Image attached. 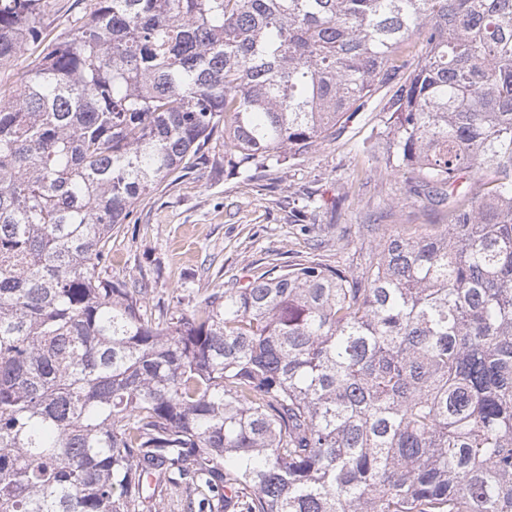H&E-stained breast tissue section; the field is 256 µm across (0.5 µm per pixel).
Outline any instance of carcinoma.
<instances>
[{"instance_id":"1","label":"carcinoma","mask_w":512,"mask_h":512,"mask_svg":"<svg viewBox=\"0 0 512 512\" xmlns=\"http://www.w3.org/2000/svg\"><path fill=\"white\" fill-rule=\"evenodd\" d=\"M46 2L0 0V512H512V0H87L52 39ZM379 93L448 223L162 320L102 275L161 186Z\"/></svg>"}]
</instances>
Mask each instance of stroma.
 <instances>
[{"mask_svg": "<svg viewBox=\"0 0 512 512\" xmlns=\"http://www.w3.org/2000/svg\"><path fill=\"white\" fill-rule=\"evenodd\" d=\"M381 108L373 100L340 136L288 168L252 181L215 178L203 168L144 198L112 236L107 275L146 282V305L159 317L176 306L190 309L207 288L247 281L274 265L312 259L352 271L385 233L416 236L445 223L443 213L407 198L405 173L386 171L364 152ZM297 210L320 226V249L295 223Z\"/></svg>", "mask_w": 512, "mask_h": 512, "instance_id": "stroma-1", "label": "stroma"}]
</instances>
